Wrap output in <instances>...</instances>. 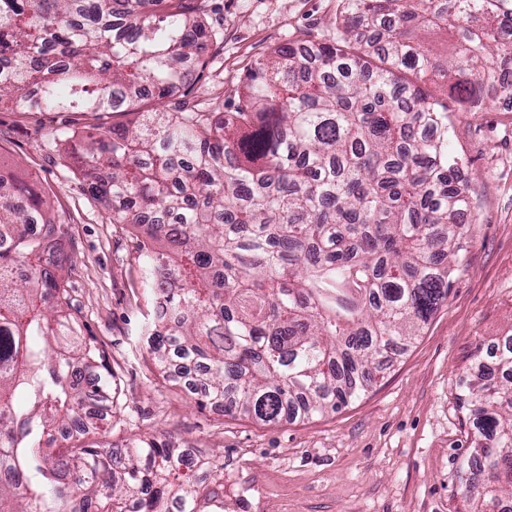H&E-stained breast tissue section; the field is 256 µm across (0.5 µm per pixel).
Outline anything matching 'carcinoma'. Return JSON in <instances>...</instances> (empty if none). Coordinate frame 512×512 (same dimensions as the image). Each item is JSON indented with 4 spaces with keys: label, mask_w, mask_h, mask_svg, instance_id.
<instances>
[{
    "label": "carcinoma",
    "mask_w": 512,
    "mask_h": 512,
    "mask_svg": "<svg viewBox=\"0 0 512 512\" xmlns=\"http://www.w3.org/2000/svg\"><path fill=\"white\" fill-rule=\"evenodd\" d=\"M208 7L0 0V102L133 113L154 89V111L91 126L74 158L84 192L142 238L143 285L163 307L147 328L159 375L199 407L264 423L336 411L448 297L469 183L428 83L461 112L512 95V0H341L342 22L250 66L234 111L164 112L222 39ZM43 205L0 168V512H224L213 463L169 439H100L118 383ZM465 388L466 466L483 474L461 490L467 512H512L511 334Z\"/></svg>",
    "instance_id": "1"
}]
</instances>
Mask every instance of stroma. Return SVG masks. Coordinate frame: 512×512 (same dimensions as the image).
Instances as JSON below:
<instances>
[{
	"label": "stroma",
	"mask_w": 512,
	"mask_h": 512,
	"mask_svg": "<svg viewBox=\"0 0 512 512\" xmlns=\"http://www.w3.org/2000/svg\"><path fill=\"white\" fill-rule=\"evenodd\" d=\"M339 0H211L206 20L224 41L183 99L229 101L249 66L305 31H320ZM451 141L466 154L475 222L447 300L409 349L383 362L374 385L338 411L264 424L198 407L159 377L146 351L152 300L141 282L140 240L112 221L107 201L80 187L70 142L79 131L127 124V113L0 109V162L34 177L61 226L56 245L72 259L70 292L102 344L121 386L107 440L163 435L224 469V512H467L460 488L471 477L464 383L512 330V112L489 101L452 111Z\"/></svg>",
	"instance_id": "35a3bbf8"
}]
</instances>
